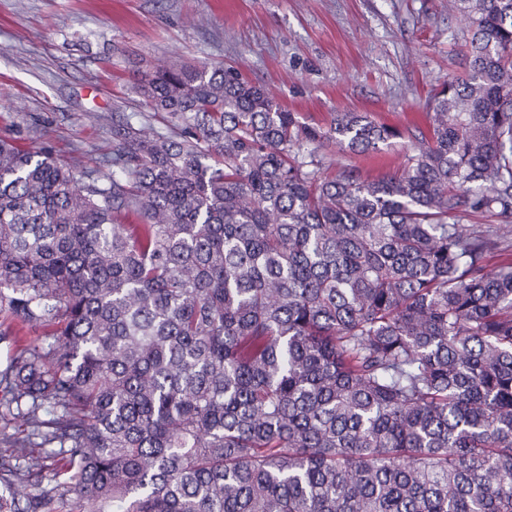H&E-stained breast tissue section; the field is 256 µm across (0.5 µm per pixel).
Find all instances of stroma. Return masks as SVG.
<instances>
[{"instance_id":"stroma-1","label":"stroma","mask_w":512,"mask_h":512,"mask_svg":"<svg viewBox=\"0 0 512 512\" xmlns=\"http://www.w3.org/2000/svg\"><path fill=\"white\" fill-rule=\"evenodd\" d=\"M448 0H0V138L39 126L60 163L107 174L112 115L142 111L135 83L176 58L223 64L301 122L364 112L423 136L433 96L464 60ZM402 148H331L329 172L395 169Z\"/></svg>"}]
</instances>
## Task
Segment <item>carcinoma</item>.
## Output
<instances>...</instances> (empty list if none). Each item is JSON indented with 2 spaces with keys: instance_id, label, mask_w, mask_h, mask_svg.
Listing matches in <instances>:
<instances>
[{
  "instance_id": "1",
  "label": "carcinoma",
  "mask_w": 512,
  "mask_h": 512,
  "mask_svg": "<svg viewBox=\"0 0 512 512\" xmlns=\"http://www.w3.org/2000/svg\"><path fill=\"white\" fill-rule=\"evenodd\" d=\"M449 2L429 139L207 62L103 177L0 139V512H512V0ZM401 147L388 150L384 153L372 154L370 156H358L348 152H342L338 147H332L326 155L325 165L328 171L336 173L346 167H357L364 175L374 177L380 172L395 169L403 163V152Z\"/></svg>"
}]
</instances>
